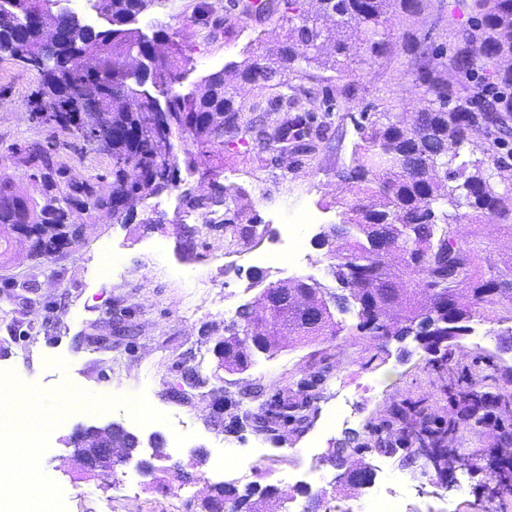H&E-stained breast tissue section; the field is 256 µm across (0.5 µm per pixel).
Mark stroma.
Returning <instances> with one entry per match:
<instances>
[{
  "label": "stroma",
  "mask_w": 512,
  "mask_h": 512,
  "mask_svg": "<svg viewBox=\"0 0 512 512\" xmlns=\"http://www.w3.org/2000/svg\"><path fill=\"white\" fill-rule=\"evenodd\" d=\"M199 1L162 0L133 22L149 38L165 29L171 49L186 57L179 93L193 94L203 77L223 72L243 118L265 123V114L254 109L264 102L274 107L278 123L309 128L313 149L277 151L249 130L224 147L176 145L177 188L135 202L126 221L101 224L82 217L80 238L64 254L45 261L28 257L20 244L0 254V370L11 371L20 393L49 402L55 432L37 458L49 499L62 501L66 512H99L105 500L111 501L112 512H190L197 497L228 480L220 471L201 472L197 460L228 448L245 458L258 446L266 454L252 482L293 491L316 473L314 460L304 454L306 433L272 440L248 429L228 433L222 424L242 410L261 407L260 399L248 396L255 388L268 397L277 393L299 400L309 381L317 395L311 430H321L327 412L343 397L352 402L350 421L324 432L322 449L357 433L378 477L401 487L406 512H479L489 498L492 464L500 458L485 427L465 424L449 438V447L459 452L448 467L453 475L449 489L424 477L426 459L406 449L383 454L379 439L403 427H420L419 416L394 417V407L404 402L422 403L435 420L447 416L449 385L477 384L490 377L496 387L512 393V322L488 325L484 338L474 332L465 336L459 355L445 365L423 353L414 338L395 341L356 332V315L348 311L335 314L343 327L339 335L292 343L272 357L258 358L242 375L219 370L213 353L225 321L252 304L269 283L312 278L328 291L336 290L327 252L314 241L340 221V173L350 166L360 140V115L392 112L408 118L424 105L417 46L461 40L472 20V0H426L415 15L393 16L386 29L391 46L378 57L338 62L329 55L324 65L289 72V97L306 99L304 113L281 100L276 88H260L239 76L241 64L254 53L287 42V18L277 13L250 20L241 11V0H207L209 11L203 14ZM39 85L37 71L0 51V95L18 106L17 111L0 112V152L21 140L41 139L24 111ZM220 185L239 189L230 204L229 223L215 229L186 222L184 190L206 197ZM302 210L319 217L316 224L298 227L306 251L319 260L314 269L274 259L283 245L282 216ZM463 234L482 241L491 262L512 258V233L501 224H467ZM109 250L120 253L125 275L106 272ZM23 276L28 279L24 285L19 282ZM117 312L125 314L129 329L115 335L111 350L80 343V336L107 333ZM184 365L195 368L206 384L176 401L170 391ZM74 386L103 396V404L92 412L55 408L53 399ZM132 393L154 413L191 419V428L178 433L161 423L132 428L144 440L156 433L168 443L180 435L181 472L162 490L147 488L133 461L111 476L71 478L66 458L74 428L125 423L122 401ZM469 455L479 457V466L466 463Z\"/></svg>",
  "instance_id": "stroma-1"
}]
</instances>
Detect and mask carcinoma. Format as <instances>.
I'll use <instances>...</instances> for the list:
<instances>
[{"mask_svg": "<svg viewBox=\"0 0 512 512\" xmlns=\"http://www.w3.org/2000/svg\"><path fill=\"white\" fill-rule=\"evenodd\" d=\"M43 0H0V50L43 75L36 99L28 102L29 120L43 129L37 142L7 148L14 167L0 169V239L22 241L33 257L49 259L64 252L81 227L82 214L106 224L122 215L127 199H148L176 187L178 155L171 138L224 142L240 128L241 115L224 73L201 80L187 98L177 90L183 59L168 51L169 35L160 29L148 40L130 23L154 0H96L108 26L80 22L66 9L50 24L64 33L44 40L30 29L26 15ZM475 23L464 43L452 51L424 46L427 57L418 79L426 87V104L407 122L391 112H374L361 127L353 173L356 185L342 202L340 224L323 233L318 246L343 237L348 246L329 250L330 271L340 292L326 291L316 280L275 285L277 301L262 303V316L244 306L237 312L243 333L224 328V371L242 374L260 354L272 357L285 348L284 336L300 341L336 336L342 328L331 305L357 310L356 329L376 338L397 341L414 334L426 354L438 352L436 339L456 330L471 331L476 317L512 320V262L479 273L483 249L471 239L460 241L459 224H482L495 217L512 234V188L500 187L494 172L512 166L478 143L489 126L512 113V94L473 102L441 76L451 67L457 82L473 70L472 58L512 56V0H475ZM311 11L296 6L291 39L285 45L242 64L243 80L263 85L286 84V73L305 63H321L324 44L336 57L357 53L345 37L355 26L364 34L363 53L372 58L389 48L385 26L390 12L420 10L423 0H312ZM144 72L141 89L132 99L125 88L129 66ZM107 140L103 173L77 180L69 161L84 156ZM112 189L100 187L104 176ZM469 209L466 214L459 208ZM469 287V302H459V286ZM512 400L481 388L449 393L455 414L396 442L431 462L437 483L448 484V449L440 447L460 424L483 425L492 408ZM311 399L277 398L227 425L232 432L250 427L273 438L287 428L308 423ZM365 447L356 437L344 439L328 453L342 466L355 457L372 480ZM290 496L267 485L243 491L224 489V501H238L242 512H265L272 500Z\"/></svg>", "mask_w": 512, "mask_h": 512, "instance_id": "1", "label": "carcinoma"}]
</instances>
